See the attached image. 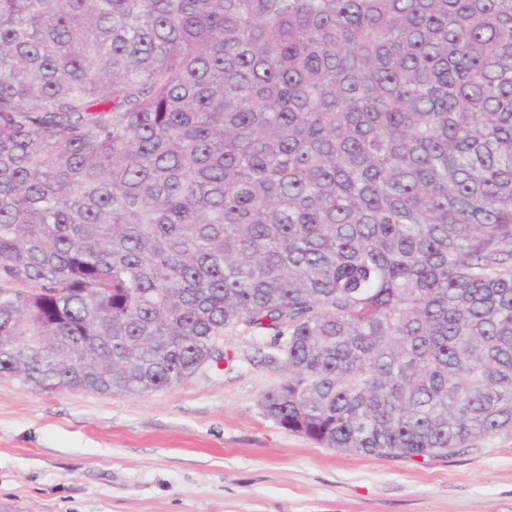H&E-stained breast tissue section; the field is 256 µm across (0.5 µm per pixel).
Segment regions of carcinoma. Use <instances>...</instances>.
<instances>
[{
	"label": "carcinoma",
	"mask_w": 512,
	"mask_h": 512,
	"mask_svg": "<svg viewBox=\"0 0 512 512\" xmlns=\"http://www.w3.org/2000/svg\"><path fill=\"white\" fill-rule=\"evenodd\" d=\"M236 326L325 448L512 434V0H0V377L168 388Z\"/></svg>",
	"instance_id": "cac0c4a2"
}]
</instances>
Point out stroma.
Returning a JSON list of instances; mask_svg holds the SVG:
<instances>
[{
	"label": "stroma",
	"mask_w": 512,
	"mask_h": 512,
	"mask_svg": "<svg viewBox=\"0 0 512 512\" xmlns=\"http://www.w3.org/2000/svg\"><path fill=\"white\" fill-rule=\"evenodd\" d=\"M274 334L149 392L45 393L0 378V512H512V435L455 455L324 448L268 418Z\"/></svg>",
	"instance_id": "35a3bbf8"
}]
</instances>
